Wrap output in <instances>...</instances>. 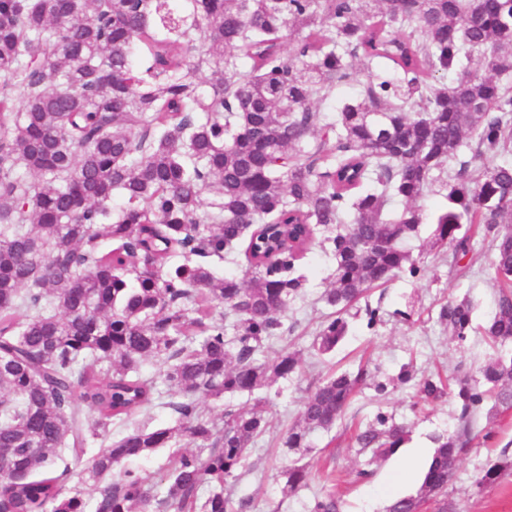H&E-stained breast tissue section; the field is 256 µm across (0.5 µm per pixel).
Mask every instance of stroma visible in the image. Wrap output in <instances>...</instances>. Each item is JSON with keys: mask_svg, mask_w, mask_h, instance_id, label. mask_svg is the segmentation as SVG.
Returning a JSON list of instances; mask_svg holds the SVG:
<instances>
[{"mask_svg": "<svg viewBox=\"0 0 512 512\" xmlns=\"http://www.w3.org/2000/svg\"><path fill=\"white\" fill-rule=\"evenodd\" d=\"M430 232L429 225H422L419 237L410 244L413 256L424 259L420 276L402 274L372 290L368 300L379 307L380 322L370 328L365 317L353 319L347 341L332 357L320 360L312 355L309 346L327 313L321 295L330 286L334 265L320 244L328 232L318 230L316 244L297 264L306 283L301 296L288 309L294 330L265 350L271 359L288 346L300 351L301 362L295 378L277 380L269 389V429L251 447L249 468L242 471L232 487L234 500L246 501L247 512H304L313 495L333 488L342 492L345 512H382L390 497L416 494L417 478L402 475L403 458L415 449L430 447L431 435L452 433L459 427V405L454 394L426 404L422 411H413L412 405L418 399L417 380L435 372L455 376L461 365L478 369L494 353L493 347L474 336L458 343L437 321L441 304L464 295L474 300L477 321L487 319L497 290L491 245L476 244L467 257L470 271L461 276L449 267V249H430ZM362 361L382 382L397 375L403 364H412L415 380L384 396L378 395L373 386L363 387L332 430L312 435V450L302 459L311 473L308 486L294 497L282 498L279 472L287 465L289 455L279 448V440L297 420L303 400L324 376L336 369L355 368ZM381 410L393 413L397 421L409 426V439L398 454L375 464L372 481L354 482L353 474L362 462L354 443V430ZM473 431L480 436L490 431L494 438L490 445H474L461 458L448 486V498L455 503L457 512H512V470L505 471L495 485L484 491L472 486L474 472L488 457L498 455L504 447L512 448V413L492 416L480 412Z\"/></svg>", "mask_w": 512, "mask_h": 512, "instance_id": "stroma-1", "label": "stroma"}]
</instances>
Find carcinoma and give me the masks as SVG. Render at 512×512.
Instances as JSON below:
<instances>
[{
  "instance_id": "cac0c4a2",
  "label": "carcinoma",
  "mask_w": 512,
  "mask_h": 512,
  "mask_svg": "<svg viewBox=\"0 0 512 512\" xmlns=\"http://www.w3.org/2000/svg\"><path fill=\"white\" fill-rule=\"evenodd\" d=\"M0 0V512H238L227 487L267 429L261 392L299 369L284 348L288 306L304 276L295 262L317 227L334 262L322 294L335 309L311 347L324 356L350 330L349 309L420 261L405 248L446 191L433 240L458 263L474 225L494 247L495 313L473 326V303L452 298L437 321L462 343L480 333L512 343V0ZM479 57V68L471 67ZM358 63L385 70L332 117L319 106ZM210 71L200 89L197 70ZM452 74L439 84L428 79ZM214 190L212 198L206 192ZM120 198L119 207L113 206ZM404 205L397 209L395 200ZM249 236V268L217 275ZM224 307V317L216 315ZM166 363L174 424L110 426L159 395L146 360ZM370 372H331L281 439L295 451L328 431ZM463 428L432 437L435 452L414 495L384 512H456L448 484L471 447L470 414L486 401L512 410V354L455 378ZM420 399L442 398L439 376ZM200 394L254 397L222 423ZM81 405L94 416L77 413ZM408 426L380 411L355 436L371 466L397 453ZM102 439L83 469L100 482L129 460L186 441L163 486L127 469L90 502L56 471L65 450ZM512 456L473 476L494 485ZM298 494L309 471H280ZM306 512H343L336 491Z\"/></svg>"
}]
</instances>
